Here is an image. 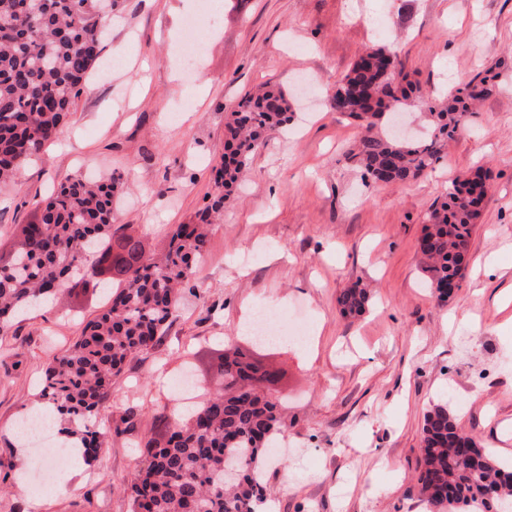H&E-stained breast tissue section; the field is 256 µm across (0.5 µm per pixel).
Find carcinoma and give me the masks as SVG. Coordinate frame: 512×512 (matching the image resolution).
I'll return each mask as SVG.
<instances>
[{
  "label": "carcinoma",
  "instance_id": "obj_1",
  "mask_svg": "<svg viewBox=\"0 0 512 512\" xmlns=\"http://www.w3.org/2000/svg\"><path fill=\"white\" fill-rule=\"evenodd\" d=\"M99 0H0V187L41 155L60 132L85 80L105 47ZM478 75L433 104L421 88L401 78L397 53L385 47L360 55L336 80L332 107L361 122L364 134L349 159L376 182L405 184L440 158L448 140L477 101L496 91ZM428 106L430 134L410 141L378 128L405 102ZM291 99L265 84L248 93L224 119V153L208 202L193 224H177L167 248L146 253L142 240L112 225L116 179L62 184L40 222L15 226L9 254L0 259V331L16 313L53 295L51 287H84L91 275L115 281L109 307L86 322L80 336L45 369L42 402L58 413L57 432L96 465L111 428L98 407L126 360L154 350L190 287L196 263L207 253L210 226L238 185L256 147L290 121ZM487 192L485 178L460 176L428 216L417 248L421 272L436 299L460 282ZM344 315L363 312L367 290L341 289ZM223 383L188 417L155 420L154 436L141 447L143 466L124 491L131 512H256L267 500L265 464L279 448L285 422L280 400L260 390L279 371L241 348L218 355ZM419 495L435 512H512V465L497 460L471 435L441 399L423 416ZM237 474L224 478L226 469Z\"/></svg>",
  "mask_w": 512,
  "mask_h": 512
}]
</instances>
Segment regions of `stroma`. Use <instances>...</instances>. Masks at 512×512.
I'll list each match as a JSON object with an SVG mask.
<instances>
[{
	"label": "stroma",
	"instance_id": "1",
	"mask_svg": "<svg viewBox=\"0 0 512 512\" xmlns=\"http://www.w3.org/2000/svg\"><path fill=\"white\" fill-rule=\"evenodd\" d=\"M203 0H125L75 110L17 186L0 191V243L38 221L44 199L76 175L116 178L112 222L161 251L213 190L224 114L260 83L293 97L287 131L254 154L224 202L160 345L113 379L99 417L112 432L101 464L70 458L51 472L45 512H130L124 481L143 464L172 386L196 350L195 396L213 392L221 348L243 346L241 319L271 307L305 323L311 342L258 352L284 371L288 451L266 465L275 512H429L416 489L426 410L463 402L460 428L512 461V0H212L214 24L189 32ZM203 53L189 67L184 48ZM393 48L431 97L494 70L500 89L467 114L448 152L417 181L365 178L347 157L357 122L333 111L336 79L358 56ZM181 94H173V87ZM489 171L490 190L458 291L440 303L423 284L417 243L426 216L460 174ZM360 283L365 312L337 297ZM106 295L67 288L0 334V512H25L22 472L41 474L36 445L6 448L37 401L47 363L80 335ZM135 431H119L128 406Z\"/></svg>",
	"mask_w": 512,
	"mask_h": 512
}]
</instances>
